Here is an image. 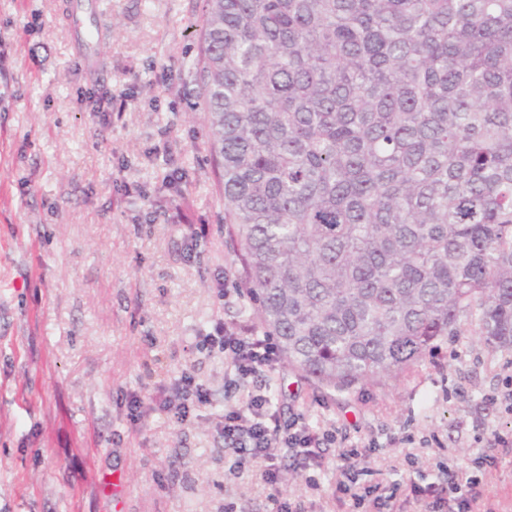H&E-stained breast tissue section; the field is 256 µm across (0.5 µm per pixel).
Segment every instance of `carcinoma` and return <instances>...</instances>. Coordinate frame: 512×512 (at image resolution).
<instances>
[{"label": "carcinoma", "instance_id": "cac0c4a2", "mask_svg": "<svg viewBox=\"0 0 512 512\" xmlns=\"http://www.w3.org/2000/svg\"><path fill=\"white\" fill-rule=\"evenodd\" d=\"M194 63L250 307L318 389L512 352V0H204Z\"/></svg>", "mask_w": 512, "mask_h": 512}]
</instances>
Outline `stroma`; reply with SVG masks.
Segmentation results:
<instances>
[{
    "mask_svg": "<svg viewBox=\"0 0 512 512\" xmlns=\"http://www.w3.org/2000/svg\"><path fill=\"white\" fill-rule=\"evenodd\" d=\"M201 8L0 0V512H424L413 487L447 497L452 470L475 480L469 512H512V353L472 331L352 394L282 363L239 381L203 347L257 321L196 110ZM186 372L210 402L178 423L159 400ZM272 382L278 427L331 437L309 466L275 445L292 486L266 484L260 458L231 471L221 433ZM345 478L372 490L362 508L332 495Z\"/></svg>",
    "mask_w": 512,
    "mask_h": 512,
    "instance_id": "35a3bbf8",
    "label": "stroma"
}]
</instances>
